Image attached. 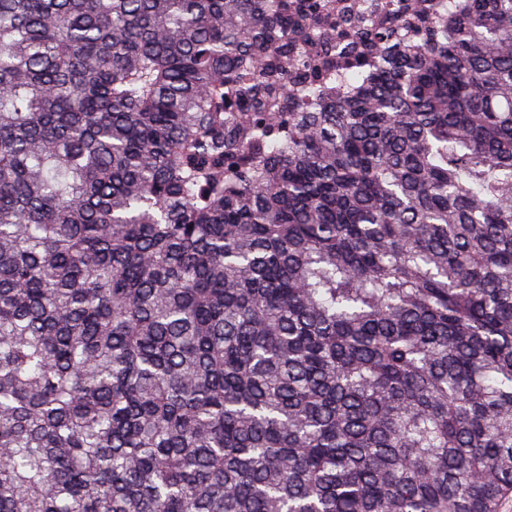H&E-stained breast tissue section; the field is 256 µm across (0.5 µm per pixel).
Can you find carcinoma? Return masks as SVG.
<instances>
[{"label": "carcinoma", "mask_w": 512, "mask_h": 512, "mask_svg": "<svg viewBox=\"0 0 512 512\" xmlns=\"http://www.w3.org/2000/svg\"><path fill=\"white\" fill-rule=\"evenodd\" d=\"M512 0H0V512H500Z\"/></svg>", "instance_id": "cac0c4a2"}]
</instances>
